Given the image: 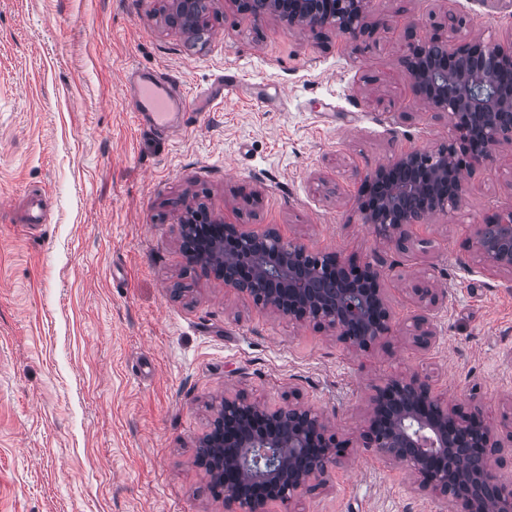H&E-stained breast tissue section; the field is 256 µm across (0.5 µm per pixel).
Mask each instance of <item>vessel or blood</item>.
Masks as SVG:
<instances>
[{"mask_svg":"<svg viewBox=\"0 0 512 512\" xmlns=\"http://www.w3.org/2000/svg\"><path fill=\"white\" fill-rule=\"evenodd\" d=\"M193 105V96L169 75L135 72L131 107L138 123L162 134L176 135L185 131Z\"/></svg>","mask_w":512,"mask_h":512,"instance_id":"vessel-or-blood-1","label":"vessel or blood"}]
</instances>
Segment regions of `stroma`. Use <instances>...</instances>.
<instances>
[{
    "mask_svg": "<svg viewBox=\"0 0 512 512\" xmlns=\"http://www.w3.org/2000/svg\"><path fill=\"white\" fill-rule=\"evenodd\" d=\"M171 0H0V512H224L194 465L224 394L317 406L350 449L292 512H441L401 465L359 448L375 386L430 372L447 402L512 412V277L486 272L473 225L512 208V145L466 176L462 207L405 249L358 208L366 172L445 142L448 116L414 103L409 39L512 33V0H377L367 29L300 31L218 0L202 34ZM164 71L189 91L242 85L176 139L134 123L127 79ZM42 223L28 221L33 201ZM278 228L317 252L380 257L394 314L356 351L188 266L178 216ZM429 277L436 342L412 339Z\"/></svg>",
    "mask_w": 512,
    "mask_h": 512,
    "instance_id": "obj_1",
    "label": "stroma"
}]
</instances>
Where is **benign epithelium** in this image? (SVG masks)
I'll list each match as a JSON object with an SVG mask.
<instances>
[{
	"label": "benign epithelium",
	"instance_id": "benign-epithelium-1",
	"mask_svg": "<svg viewBox=\"0 0 512 512\" xmlns=\"http://www.w3.org/2000/svg\"><path fill=\"white\" fill-rule=\"evenodd\" d=\"M234 2L257 17L275 15L312 30L332 27L355 38L376 0ZM215 4L172 0L168 22L197 36ZM403 64L413 98L447 113L450 135L432 151L408 152L365 176L358 208L379 238L397 244L428 215L458 209L466 196L462 173L491 163L497 147L512 144V85L499 82L501 72L512 70V35L412 42ZM202 222L211 228L201 231ZM178 224L187 262L210 270L256 306L331 329L354 350L366 351L393 334L381 260L356 264L314 252L274 228L256 233L215 220L202 206H186ZM470 241L485 270L512 274V209L475 225ZM411 293L426 311L438 304L425 280ZM414 332L423 348L435 338L426 315L416 318ZM370 405L358 447L403 464L418 491L436 495L448 512H512V483L496 471L504 453L512 455V413L496 427L475 408L442 401L430 377L418 371L385 379ZM345 453L315 407L292 399L270 407L236 392L224 395L198 439L195 463L224 498V512H266L273 502L288 510L325 484Z\"/></svg>",
	"mask_w": 512,
	"mask_h": 512
}]
</instances>
